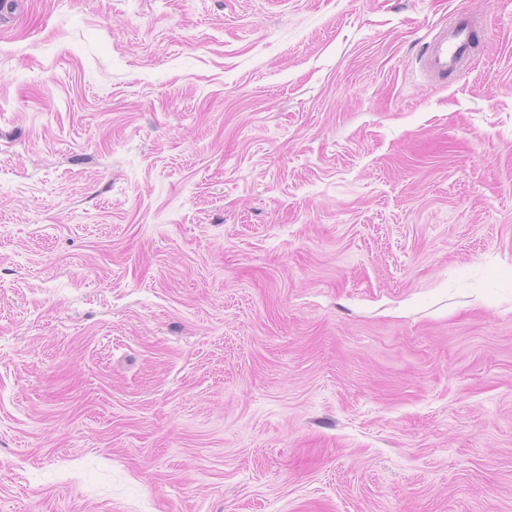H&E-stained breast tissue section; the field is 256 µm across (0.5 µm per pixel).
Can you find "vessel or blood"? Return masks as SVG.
<instances>
[{
  "label": "vessel or blood",
  "instance_id": "1",
  "mask_svg": "<svg viewBox=\"0 0 512 512\" xmlns=\"http://www.w3.org/2000/svg\"><path fill=\"white\" fill-rule=\"evenodd\" d=\"M478 24L471 18L440 26L424 52L423 69L437 78L447 77L470 56Z\"/></svg>",
  "mask_w": 512,
  "mask_h": 512
}]
</instances>
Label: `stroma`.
I'll use <instances>...</instances> for the list:
<instances>
[{
    "mask_svg": "<svg viewBox=\"0 0 512 512\" xmlns=\"http://www.w3.org/2000/svg\"><path fill=\"white\" fill-rule=\"evenodd\" d=\"M0 512H512V0H10ZM477 27L478 23L467 16L440 26L424 52V71L440 79L458 69L472 52Z\"/></svg>",
    "mask_w": 512,
    "mask_h": 512,
    "instance_id": "obj_1",
    "label": "stroma"
}]
</instances>
